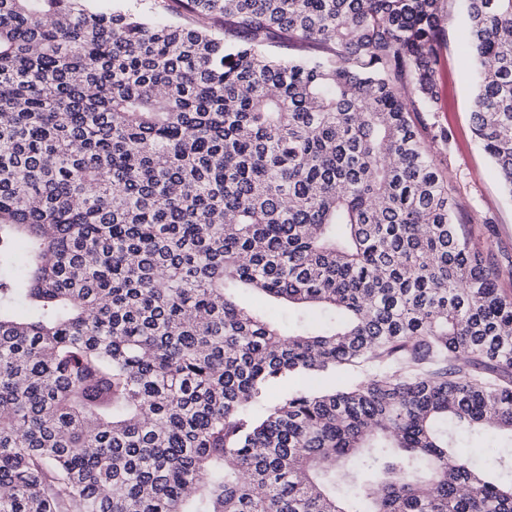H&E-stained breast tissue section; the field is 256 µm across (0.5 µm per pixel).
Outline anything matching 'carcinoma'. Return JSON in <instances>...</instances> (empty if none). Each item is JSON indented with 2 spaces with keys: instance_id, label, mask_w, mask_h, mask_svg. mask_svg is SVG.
<instances>
[{
  "instance_id": "carcinoma-1",
  "label": "carcinoma",
  "mask_w": 512,
  "mask_h": 512,
  "mask_svg": "<svg viewBox=\"0 0 512 512\" xmlns=\"http://www.w3.org/2000/svg\"><path fill=\"white\" fill-rule=\"evenodd\" d=\"M441 3L0 0V512H512V297L420 131ZM468 15L512 196V0ZM159 18L170 21V22H177L181 24H189V25H198L204 24L208 26V28L211 30V32L217 36L223 37L224 36V19L223 18H216V19H202L197 20L193 17H189L186 14L183 13H177V12H166L160 16Z\"/></svg>"
}]
</instances>
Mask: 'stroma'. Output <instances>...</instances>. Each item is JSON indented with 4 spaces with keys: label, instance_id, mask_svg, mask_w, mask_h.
Here are the masks:
<instances>
[{
    "label": "stroma",
    "instance_id": "stroma-1",
    "mask_svg": "<svg viewBox=\"0 0 512 512\" xmlns=\"http://www.w3.org/2000/svg\"><path fill=\"white\" fill-rule=\"evenodd\" d=\"M448 18L435 66L437 95L426 125L445 129L431 150L448 174V192L456 201L472 244L488 253L500 271L499 286L512 296V198L472 131L473 61L463 48L468 20L464 0H444Z\"/></svg>",
    "mask_w": 512,
    "mask_h": 512
}]
</instances>
